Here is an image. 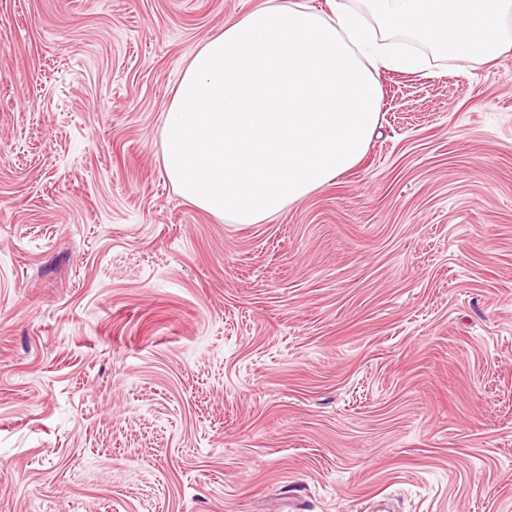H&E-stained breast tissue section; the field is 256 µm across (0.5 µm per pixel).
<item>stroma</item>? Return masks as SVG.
Wrapping results in <instances>:
<instances>
[{"mask_svg": "<svg viewBox=\"0 0 512 512\" xmlns=\"http://www.w3.org/2000/svg\"><path fill=\"white\" fill-rule=\"evenodd\" d=\"M257 2L0 0V512H512V52L235 224L163 120Z\"/></svg>", "mask_w": 512, "mask_h": 512, "instance_id": "35a3bbf8", "label": "stroma"}]
</instances>
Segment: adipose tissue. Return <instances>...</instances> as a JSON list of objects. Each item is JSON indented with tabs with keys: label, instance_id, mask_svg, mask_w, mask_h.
Masks as SVG:
<instances>
[{
	"label": "adipose tissue",
	"instance_id": "ef3b65f1",
	"mask_svg": "<svg viewBox=\"0 0 512 512\" xmlns=\"http://www.w3.org/2000/svg\"><path fill=\"white\" fill-rule=\"evenodd\" d=\"M327 5L259 0L192 56L164 115L163 162L196 207L258 224L354 167L378 127L381 72L428 68L413 43L465 63L512 50V0Z\"/></svg>",
	"mask_w": 512,
	"mask_h": 512
}]
</instances>
